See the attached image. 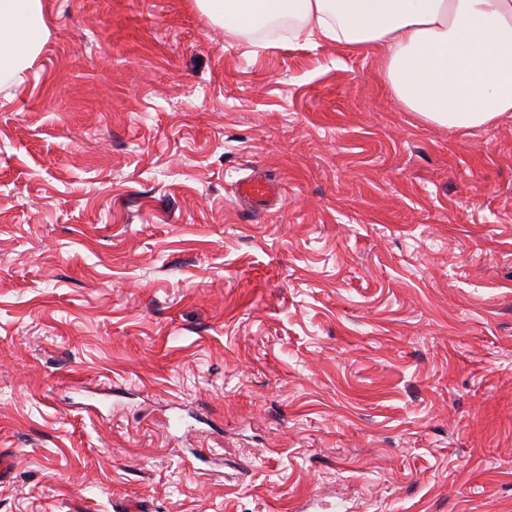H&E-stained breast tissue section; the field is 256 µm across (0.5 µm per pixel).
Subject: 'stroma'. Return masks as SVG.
Wrapping results in <instances>:
<instances>
[{"label":"stroma","mask_w":512,"mask_h":512,"mask_svg":"<svg viewBox=\"0 0 512 512\" xmlns=\"http://www.w3.org/2000/svg\"><path fill=\"white\" fill-rule=\"evenodd\" d=\"M43 2L0 87V512H512V116L195 0ZM272 194V187L258 178H247L237 188L238 198L251 206H262Z\"/></svg>","instance_id":"1"}]
</instances>
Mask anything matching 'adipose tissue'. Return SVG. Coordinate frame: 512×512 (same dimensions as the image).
Listing matches in <instances>:
<instances>
[{
	"label": "adipose tissue",
	"instance_id": "ef3b65f1",
	"mask_svg": "<svg viewBox=\"0 0 512 512\" xmlns=\"http://www.w3.org/2000/svg\"><path fill=\"white\" fill-rule=\"evenodd\" d=\"M233 36L295 19L292 39L370 49L394 96L425 120L472 129L512 115V0H196ZM49 36L43 0H0V83L23 81Z\"/></svg>",
	"mask_w": 512,
	"mask_h": 512
}]
</instances>
